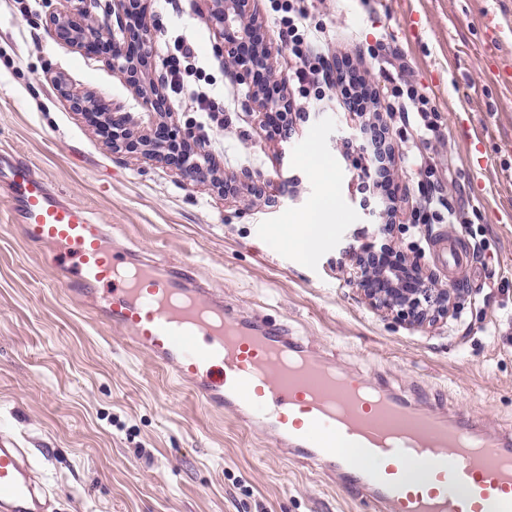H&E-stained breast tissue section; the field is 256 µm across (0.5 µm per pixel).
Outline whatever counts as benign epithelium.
Here are the masks:
<instances>
[{"mask_svg": "<svg viewBox=\"0 0 512 512\" xmlns=\"http://www.w3.org/2000/svg\"><path fill=\"white\" fill-rule=\"evenodd\" d=\"M61 7L49 14L46 27L52 37L90 58L103 59L142 100L151 123L134 131L137 120L123 106L108 103L89 92L78 91L58 75L51 78L72 111L81 115L118 158H135L164 164L186 186H206L224 198L234 200L244 191L277 203L284 184H275L260 170L224 172L220 162L204 149V138L191 127L170 121L172 112L165 94V78L156 70L152 33L148 23L151 0H112L102 24H94L87 0H59ZM209 18L220 39V52L232 74L250 88V107L257 126L264 131L290 124L292 103L284 85L273 71L275 48L252 35L265 27L254 0H207ZM367 146L391 161L392 148L386 132L375 126ZM384 181L365 170L352 184L373 196H383L381 185L392 186L390 168L383 167ZM394 210H381V243L351 244L342 249L339 267L352 270L350 280L365 301L390 312L397 319L416 326H433L454 315L460 288H438L432 274L416 256L396 249L386 238Z\"/></svg>", "mask_w": 512, "mask_h": 512, "instance_id": "benign-epithelium-1", "label": "benign epithelium"}]
</instances>
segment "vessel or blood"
<instances>
[{
  "instance_id": "vessel-or-blood-1",
  "label": "vessel or blood",
  "mask_w": 512,
  "mask_h": 512,
  "mask_svg": "<svg viewBox=\"0 0 512 512\" xmlns=\"http://www.w3.org/2000/svg\"><path fill=\"white\" fill-rule=\"evenodd\" d=\"M0 190L26 240L50 248L54 266L74 261L61 281L68 293L207 407L350 489L372 512H512L511 432H479L413 407L337 372L286 329L230 315L182 269L131 262L29 164L1 171ZM432 250L449 270L471 264L469 248L447 233ZM0 512H57L27 451L2 432Z\"/></svg>"
}]
</instances>
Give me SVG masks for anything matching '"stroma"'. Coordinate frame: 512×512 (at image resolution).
Wrapping results in <instances>:
<instances>
[{"label": "stroma", "mask_w": 512, "mask_h": 512, "mask_svg": "<svg viewBox=\"0 0 512 512\" xmlns=\"http://www.w3.org/2000/svg\"><path fill=\"white\" fill-rule=\"evenodd\" d=\"M56 0L20 15L0 0V157L26 161L61 198L106 225L112 245L161 268H190L226 305L290 336L337 367L363 372L413 403L464 414L480 429L512 428V0H308V27L322 31L326 61H349L376 91L416 84L438 111L439 130L420 144L399 124L393 238L421 258L439 287L461 288L459 315L435 329L370 308L333 263L354 229L373 228L350 198L367 156L343 145L353 116L336 99L302 98L288 79L287 49L267 0H256L276 49L274 67L292 102L289 138L256 128L249 87L215 46L205 0H152L154 61L165 42L193 43L201 81L224 109L205 148L226 173L261 170L294 178L275 205L187 187L164 165L121 160L72 112L50 79L141 115L131 88L105 62L56 42L45 20ZM384 42L406 61L389 71L368 48ZM335 174L310 169L311 153ZM424 154L445 198L461 212L451 230L475 246L470 271L449 275L412 222L417 181L404 161ZM336 192V222L315 255L301 260L283 237L310 202ZM26 448L66 512H370L350 491L286 460L281 450L207 410L189 389L133 348L119 329L68 294L43 248L8 221L0 196V431Z\"/></svg>", "instance_id": "stroma-1"}]
</instances>
